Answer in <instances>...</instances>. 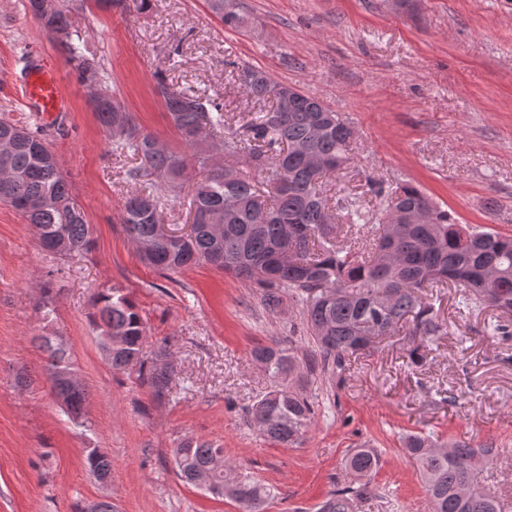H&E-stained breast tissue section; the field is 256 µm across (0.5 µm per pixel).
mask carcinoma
Masks as SVG:
<instances>
[{
  "mask_svg": "<svg viewBox=\"0 0 512 512\" xmlns=\"http://www.w3.org/2000/svg\"><path fill=\"white\" fill-rule=\"evenodd\" d=\"M42 0H24V8L56 47L84 85H95L102 94L91 100L98 121L112 140V153L134 160L128 178L137 181L155 176L148 191L128 196L119 221L140 260L161 273H177L199 263L208 264L237 279L261 288V301L273 311L287 296L302 305V314L315 345L316 358L310 371L340 369L346 359L371 347L367 336H389L410 321L413 333L445 334L444 323L422 292L435 283L436 270L453 276L465 309L491 306L502 317L488 332L512 340V236L495 230L462 226L411 183L378 188V205L368 209L357 200L341 205L346 223L371 225L369 244L357 252L341 244L343 225L329 220L331 199L323 192V178L338 172L332 161L349 158L355 127L341 113L313 111L315 97L302 91L288 101L285 111H275L271 92L279 83L265 72L252 70L254 112L238 128L225 122L222 106L202 92L157 80L160 97L172 127L193 150L199 178L193 184L194 211L190 232L179 240H167L158 230L163 198L176 195L190 179L187 157L144 130L133 113L126 111L112 92L100 58L90 51L83 37L72 29L67 0H54L45 12ZM98 10L120 8L130 3L144 10L151 0H91ZM208 7L224 25L244 31L249 19L238 0H208ZM322 124L323 133L312 129ZM0 138L12 140L11 151L0 153V202L13 208L35 231L40 248L63 259L86 253L94 245L84 210L73 198L68 175L55 154L43 124L0 118ZM221 144L224 164L212 161L215 144ZM310 156L331 161L315 171ZM244 162L267 171L258 183L236 170ZM52 197L56 206L42 200ZM237 208L224 211V198ZM428 205L433 222L411 220L414 209ZM95 324L100 336L116 331L123 344L112 348V368L136 369L157 399L165 397L172 373L157 363L165 352H144L146 323L132 299L109 288L98 293ZM40 347L47 355L51 389L63 402L68 416L84 415L88 398L83 385H72L66 372L72 370L68 344L47 337ZM267 373L270 386L255 396L246 415L250 426L265 440L282 447L301 444L314 422V397L289 377L296 368L292 349L278 341L260 345L251 352ZM444 444L426 436L405 437L403 451L416 465L430 512H508L509 507L483 484L484 468L493 463L497 449L476 448L456 442L449 452L435 453ZM179 478L194 484V475L210 469L212 483L225 484L236 466L224 458V449L207 441H189L173 449ZM86 467L95 479L110 477L111 458L97 448L87 450ZM380 467V457L371 448H356L345 460L353 477L348 485L330 492L318 512H355V501L375 493L366 478ZM239 504L240 512H265L274 490L248 474L223 494Z\"/></svg>",
  "mask_w": 512,
  "mask_h": 512,
  "instance_id": "1",
  "label": "carcinoma"
}]
</instances>
